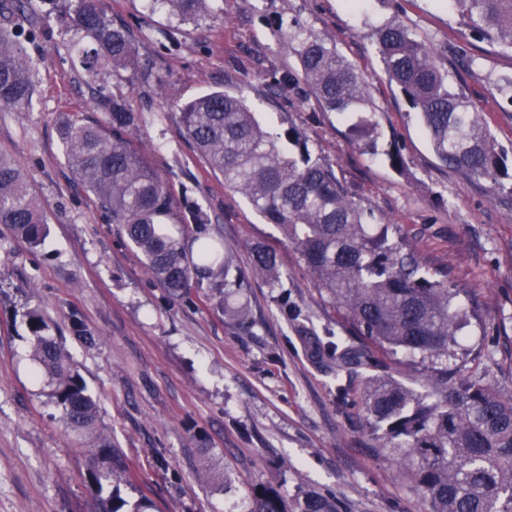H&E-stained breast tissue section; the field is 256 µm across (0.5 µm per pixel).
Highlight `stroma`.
<instances>
[{"label": "stroma", "mask_w": 512, "mask_h": 512, "mask_svg": "<svg viewBox=\"0 0 512 512\" xmlns=\"http://www.w3.org/2000/svg\"><path fill=\"white\" fill-rule=\"evenodd\" d=\"M215 0L211 17L183 25L145 0H100L137 46L134 67L79 63L82 33L71 0H26L0 15L31 62L36 86L22 109L0 108V153L21 167L47 219L30 247L0 224V512H84L97 486L86 443L64 430L57 407L33 375L25 311L52 323L90 391L106 435L124 454L129 502L147 497L162 512H250V486L270 482L284 499L329 494L342 512H424L399 468L376 451L360 407L341 403L338 384L358 389L365 369L336 375L313 356L314 336H348L339 309L320 297L295 247L225 187L186 136L175 100L231 83L262 120L300 128L349 192L385 222L400 225L430 268L448 267L471 290L478 317L464 330L466 369L512 393V196L451 171L434 155L415 113L391 90L373 32L403 23L419 39L446 46L462 31L448 0ZM300 21L327 37L366 81L378 123L375 147L354 142L350 121L323 111L304 87L266 88L269 74L297 62L278 30ZM478 55L467 93L483 107L500 146L512 149V105L496 103L492 80L512 75V56L473 38ZM123 99L138 118L134 145L167 182L179 218L201 209L249 285L229 296L246 303L250 331L237 330L209 288L173 299L119 227L99 210L64 157V114L103 120L96 96ZM397 145L404 170L383 152ZM274 250L282 288L251 276V247ZM306 314L300 332L279 312L280 294ZM78 316L96 334L89 345L69 329Z\"/></svg>", "instance_id": "1"}]
</instances>
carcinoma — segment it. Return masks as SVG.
<instances>
[{
  "label": "carcinoma",
  "mask_w": 512,
  "mask_h": 512,
  "mask_svg": "<svg viewBox=\"0 0 512 512\" xmlns=\"http://www.w3.org/2000/svg\"><path fill=\"white\" fill-rule=\"evenodd\" d=\"M183 23L209 14L210 0H151ZM468 21L472 34L512 54V0H448ZM73 23L90 43L81 56L85 71L102 61L112 70L135 64L136 46L126 27L116 25L97 0H77ZM281 47L298 68L270 79V86L305 83L328 112L355 117L350 132L360 142L376 128L367 85L336 45L295 21L281 35ZM380 64L409 111L417 114L435 156L471 179L484 180L512 195V167L488 122L462 89L460 72L476 58L464 37L440 49L418 39L402 24L375 33ZM452 58L445 68L444 57ZM29 57L8 30L0 29V108H21L35 84ZM492 98L512 106V75L495 79ZM105 120L89 123L75 115L61 122L59 137L68 166L96 205L120 226L144 258L153 277L180 297L204 285L220 296L247 287L232 269L224 239L208 231L205 212H190L178 224L177 204L167 183L132 146L126 134L137 117L123 101L102 99ZM180 121L198 154L224 185L242 193L262 219L298 250L320 295L342 310L362 344L313 341L314 354L336 373L374 371L361 390L362 412L382 454L394 460L404 479L427 503L426 512H512V394L481 376H448V359L462 350L460 336L471 323L461 297L468 290L448 268H426L396 224L369 222L337 177L332 164L314 155L294 126L274 130L256 118L249 102L231 88L215 89L178 105ZM0 224L37 247L46 237V219L19 167L0 156ZM194 234L195 252L183 237ZM252 274L282 287L284 272L264 246L252 249ZM241 327L250 322L243 305L224 308ZM36 374L47 379L45 396L60 411L65 429L97 453L90 473L98 485L127 478L122 451L104 435L97 400L39 309L23 314ZM405 350L416 358L424 393L396 380L374 353ZM251 512H340L339 503L315 491L284 503L269 483L252 486ZM116 490L98 495L90 512H123Z\"/></svg>",
  "instance_id": "carcinoma-1"
}]
</instances>
